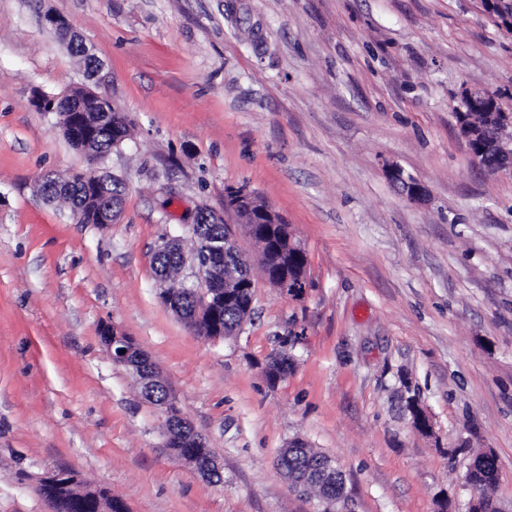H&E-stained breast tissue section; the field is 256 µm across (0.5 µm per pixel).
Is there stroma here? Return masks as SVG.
I'll return each mask as SVG.
<instances>
[{"instance_id": "stroma-1", "label": "stroma", "mask_w": 512, "mask_h": 512, "mask_svg": "<svg viewBox=\"0 0 512 512\" xmlns=\"http://www.w3.org/2000/svg\"><path fill=\"white\" fill-rule=\"evenodd\" d=\"M86 82L132 121L104 161L126 185L107 226L36 194L87 159L32 100ZM466 88L512 112V34L480 0H0V512H50L37 482L61 468L129 512H319L276 467L297 439L335 459L348 512H469L478 452L512 512V172L471 160ZM392 161L424 200L388 181ZM230 186L290 224L307 288L267 286L226 217L253 313L208 340L161 304L152 258L169 235L192 252L196 209L223 211ZM106 326L155 362L223 482L164 450Z\"/></svg>"}]
</instances>
